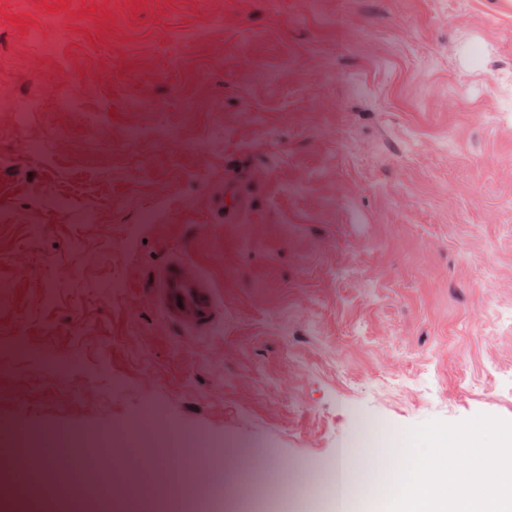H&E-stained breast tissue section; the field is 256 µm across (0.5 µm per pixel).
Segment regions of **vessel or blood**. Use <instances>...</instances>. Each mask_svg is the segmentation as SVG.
<instances>
[{
    "instance_id": "obj_1",
    "label": "vessel or blood",
    "mask_w": 512,
    "mask_h": 512,
    "mask_svg": "<svg viewBox=\"0 0 512 512\" xmlns=\"http://www.w3.org/2000/svg\"><path fill=\"white\" fill-rule=\"evenodd\" d=\"M249 200L234 183L224 186V220L237 222ZM149 295L165 322L183 337H210L222 326L224 305L212 280L183 256H172L152 277Z\"/></svg>"
}]
</instances>
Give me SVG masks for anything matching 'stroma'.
<instances>
[{
    "mask_svg": "<svg viewBox=\"0 0 512 512\" xmlns=\"http://www.w3.org/2000/svg\"><path fill=\"white\" fill-rule=\"evenodd\" d=\"M35 90V122L2 111ZM160 122L167 142L134 140ZM69 190L88 219L51 207ZM174 252L223 298L212 337L149 299ZM12 338L32 355L0 354V426L149 411L250 449L238 478L305 512H329L340 449L372 512L391 429L512 421V0H0ZM249 200L238 187L228 182L224 185V221L235 223L248 210Z\"/></svg>",
    "mask_w": 512,
    "mask_h": 512,
    "instance_id": "35a3bbf8",
    "label": "stroma"
}]
</instances>
